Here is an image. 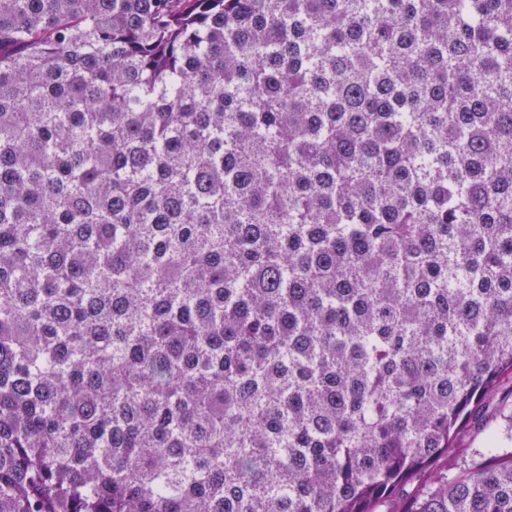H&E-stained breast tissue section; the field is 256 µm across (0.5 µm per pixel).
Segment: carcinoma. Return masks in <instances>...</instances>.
I'll return each instance as SVG.
<instances>
[{"instance_id":"carcinoma-1","label":"carcinoma","mask_w":512,"mask_h":512,"mask_svg":"<svg viewBox=\"0 0 512 512\" xmlns=\"http://www.w3.org/2000/svg\"><path fill=\"white\" fill-rule=\"evenodd\" d=\"M512 0H0V512H512ZM506 427L507 421L500 414L498 403L484 404L466 424L459 446L460 448H484L492 436H497L502 440V446L511 448L512 442L504 439Z\"/></svg>"}]
</instances>
